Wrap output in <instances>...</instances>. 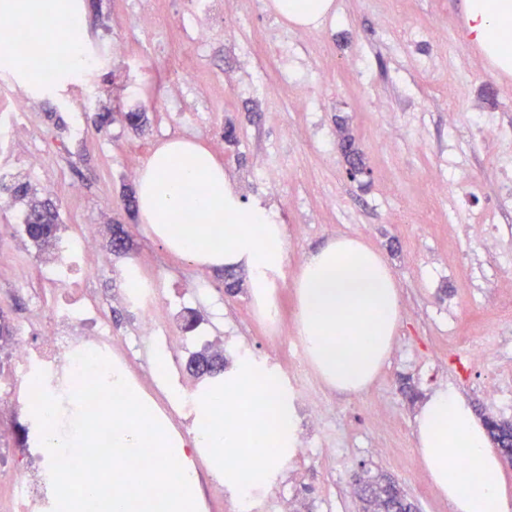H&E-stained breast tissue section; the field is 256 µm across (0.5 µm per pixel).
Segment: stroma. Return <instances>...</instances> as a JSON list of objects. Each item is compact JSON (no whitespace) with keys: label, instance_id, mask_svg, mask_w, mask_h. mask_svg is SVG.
Segmentation results:
<instances>
[{"label":"stroma","instance_id":"obj_1","mask_svg":"<svg viewBox=\"0 0 512 512\" xmlns=\"http://www.w3.org/2000/svg\"><path fill=\"white\" fill-rule=\"evenodd\" d=\"M184 2L156 0L158 24L146 29L138 0H82L83 48L110 42L118 53L95 63L81 87L43 95L0 72V88L28 94L34 133L63 134L78 112L112 115L108 129L87 125L71 151L32 182L27 199L0 202V285L22 277L37 287V268L51 253L29 244L20 219L48 198L43 183H53L62 235L93 224L106 249L114 222L129 234V250L91 273L97 294L122 289L124 268L136 264L161 277L159 297L174 302L170 325L189 352L214 351L223 340L226 362L251 358L296 399L318 406L319 425L295 418L309 454L276 474L254 512H280L286 499L293 512H363L352 477L377 473L395 479L419 512H452L422 465L415 415L426 394L448 386L476 415L512 421V406L483 394L493 378L512 384V322L498 316L501 300L512 298V85L473 53L471 40L450 37L466 0H334L335 17L316 27L280 17L271 0H224L225 13L242 23L216 25L203 48L191 40L196 18ZM244 46L255 52L247 69ZM177 57L197 71L198 84L174 103L165 90L177 79L170 66ZM452 81L459 92L443 99ZM282 82L288 89L278 96L255 92ZM298 97L311 111H295ZM137 109L147 114L141 131L124 120ZM481 118L495 138L478 130ZM287 128L294 137H284ZM346 134L367 175H347ZM175 136L202 140L243 198L270 206L284 226L278 295L287 328L295 326L294 275L309 252L345 235L383 255L398 283L401 318L389 360L364 390L341 393L319 375L294 371L295 348L254 314L249 280L227 294L223 273L170 253L127 210L136 190L127 170L142 168L155 146ZM435 180L446 184V195L431 194ZM73 183L82 188L76 199L68 195ZM486 214L494 218L496 249L449 234ZM198 278L203 292L185 294L184 284ZM464 336L483 349L481 365L465 357Z\"/></svg>","mask_w":512,"mask_h":512}]
</instances>
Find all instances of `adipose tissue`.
Masks as SVG:
<instances>
[{
    "instance_id": "1",
    "label": "adipose tissue",
    "mask_w": 512,
    "mask_h": 512,
    "mask_svg": "<svg viewBox=\"0 0 512 512\" xmlns=\"http://www.w3.org/2000/svg\"><path fill=\"white\" fill-rule=\"evenodd\" d=\"M333 0H274V9L294 24L315 26L331 15ZM468 35L473 43L512 60V0H469ZM68 0H0V14L28 23L67 17ZM83 62L74 37L48 42L39 36L25 55L0 50L27 81L48 49ZM136 191L138 217L166 249L209 269L246 271L268 317L275 297L268 274L282 262L285 229L272 211L246 202L224 166L198 139L174 137L160 143L141 168ZM295 331L319 376L344 392L363 390L388 359L400 323L395 277L381 254L362 239L339 236L310 252L293 281ZM196 420L224 452V485L236 495L268 481L288 463L294 412L278 378L248 359H237L224 375L218 397L205 398ZM422 464L453 512H512V493L488 445L486 430L453 389L428 393L415 417ZM464 457L469 467L453 466Z\"/></svg>"
}]
</instances>
